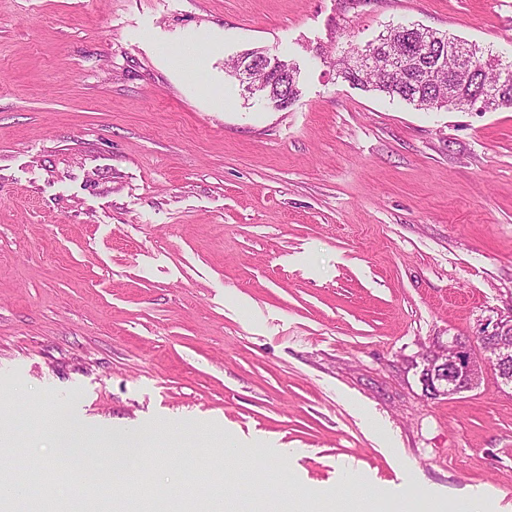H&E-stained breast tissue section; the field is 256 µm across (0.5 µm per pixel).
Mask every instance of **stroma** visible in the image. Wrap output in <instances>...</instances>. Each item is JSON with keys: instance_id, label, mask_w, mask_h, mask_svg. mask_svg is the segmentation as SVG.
Here are the masks:
<instances>
[{"instance_id": "obj_1", "label": "stroma", "mask_w": 512, "mask_h": 512, "mask_svg": "<svg viewBox=\"0 0 512 512\" xmlns=\"http://www.w3.org/2000/svg\"><path fill=\"white\" fill-rule=\"evenodd\" d=\"M411 23L512 61V0H0L14 472L52 461L62 411L150 435L175 512H512V388L420 379L512 313V108L418 109L333 66ZM192 43L189 77L167 56ZM254 48L297 67L287 108L229 73ZM139 476L87 480L98 512Z\"/></svg>"}]
</instances>
